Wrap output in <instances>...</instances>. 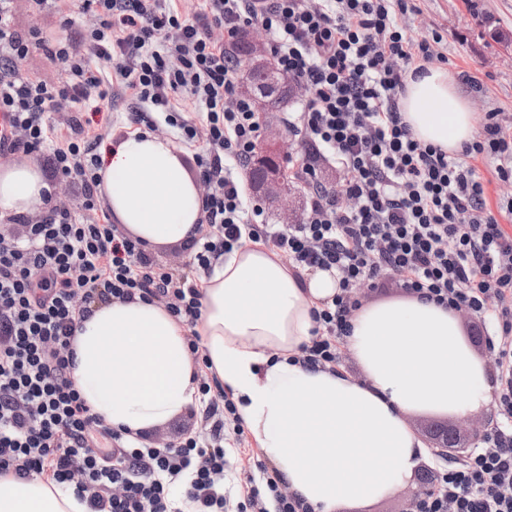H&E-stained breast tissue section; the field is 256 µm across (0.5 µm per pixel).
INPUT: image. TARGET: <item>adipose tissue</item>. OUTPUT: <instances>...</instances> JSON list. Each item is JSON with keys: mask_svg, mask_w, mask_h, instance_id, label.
Masks as SVG:
<instances>
[{"mask_svg": "<svg viewBox=\"0 0 512 512\" xmlns=\"http://www.w3.org/2000/svg\"><path fill=\"white\" fill-rule=\"evenodd\" d=\"M415 137L455 154L476 123L447 69L408 80L400 99ZM174 142L136 130L112 143L98 194L122 231L146 248L200 237L198 179ZM52 191L33 161L0 162V215L42 209ZM194 326L139 297L90 305L74 328L70 377L91 414L128 439L203 409L195 375L207 366L291 493L314 512L365 507L410 484L427 451L414 414L463 418L493 403L494 381L454 311L416 297L360 308L345 346L360 366L295 363L313 310L337 292L333 273L299 278L267 248L243 243L202 275ZM201 354L188 348V333ZM0 512H88L75 488L35 475L0 477Z\"/></svg>", "mask_w": 512, "mask_h": 512, "instance_id": "1", "label": "adipose tissue"}]
</instances>
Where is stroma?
<instances>
[{
    "label": "stroma",
    "instance_id": "35a3bbf8",
    "mask_svg": "<svg viewBox=\"0 0 512 512\" xmlns=\"http://www.w3.org/2000/svg\"><path fill=\"white\" fill-rule=\"evenodd\" d=\"M422 10L408 34L439 33L446 55L445 69L451 74L467 72L469 81L459 80L457 88L468 100L475 117L500 111L512 113V0H416ZM105 87L109 104L98 112H84L87 136L104 140L123 135L130 128L134 103L118 74L108 75ZM412 429L433 446L438 430L452 431L461 448L471 447L475 418L459 419L439 415H417L409 419Z\"/></svg>",
    "mask_w": 512,
    "mask_h": 512
}]
</instances>
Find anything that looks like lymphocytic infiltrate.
<instances>
[{
	"mask_svg": "<svg viewBox=\"0 0 512 512\" xmlns=\"http://www.w3.org/2000/svg\"><path fill=\"white\" fill-rule=\"evenodd\" d=\"M95 17L82 48L68 36L46 37L16 24L14 0H0V112L12 120L10 151L42 152L58 174L76 178L87 215L50 208L22 235L0 228V475L32 474L72 485L91 512H179L182 487L192 512H224L218 488L227 478V444L244 447L236 408L205 396V436L158 448L100 425L69 375L70 338L80 303L134 295L163 303L193 325L201 309L199 277L243 239L262 240L295 271L325 270L338 292L315 310L316 327L298 356L302 364L335 370L350 317L362 301L356 289L379 287L399 274L406 291L495 325L488 338L497 372L495 404L503 423L466 457L434 462L432 486L418 512H512V234L496 215L479 167L493 163L497 180H512V117L486 113L462 153L449 155L417 139L400 97L408 78L439 59V35H406L410 0H82ZM261 27L271 37L278 68L306 85L289 128L299 136L298 177L308 185L303 223H265L247 204L235 169L251 159L258 136L256 102L237 89V70L211 28L236 34ZM41 51L57 64V84L23 75L18 60ZM115 65L132 96L162 108L179 140L206 130L208 149L196 156L208 234L176 267L157 264L140 240L96 218L99 156L95 143L61 136L47 117L60 103L72 111L107 98L101 73L86 55ZM191 105L198 121L182 118ZM337 159L343 194L315 178L316 165ZM258 480L242 491L250 512H313L285 493L277 470L257 462Z\"/></svg>",
	"mask_w": 512,
	"mask_h": 512,
	"instance_id": "obj_1",
	"label": "lymphocytic infiltrate"
}]
</instances>
